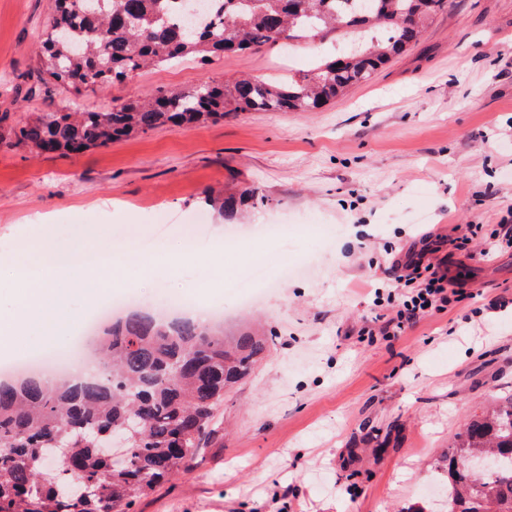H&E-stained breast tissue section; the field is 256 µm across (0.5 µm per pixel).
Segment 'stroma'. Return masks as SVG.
Wrapping results in <instances>:
<instances>
[{
  "label": "stroma",
  "instance_id": "stroma-1",
  "mask_svg": "<svg viewBox=\"0 0 512 512\" xmlns=\"http://www.w3.org/2000/svg\"><path fill=\"white\" fill-rule=\"evenodd\" d=\"M51 12L52 0H0V271L34 250L46 220L63 240L81 224L117 242L160 228L162 256L201 214L223 256L185 258L125 294L147 310L203 283L225 331L252 317L273 335L225 397L222 436L133 512H405L438 500L464 420L512 395V251L450 244L512 205V0H452L414 46L316 112L230 114L67 157L15 147L14 132L68 103L104 112L159 90L302 73L332 44L188 58L63 90L37 72ZM221 187L265 202L226 218L207 201ZM265 224L286 230L270 239ZM426 236L474 298L396 338L361 335L387 314L373 280ZM258 262L273 285L250 305L229 282Z\"/></svg>",
  "mask_w": 512,
  "mask_h": 512
}]
</instances>
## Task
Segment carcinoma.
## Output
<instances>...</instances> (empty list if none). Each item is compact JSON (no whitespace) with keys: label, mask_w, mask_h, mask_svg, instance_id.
<instances>
[{"label":"carcinoma","mask_w":512,"mask_h":512,"mask_svg":"<svg viewBox=\"0 0 512 512\" xmlns=\"http://www.w3.org/2000/svg\"><path fill=\"white\" fill-rule=\"evenodd\" d=\"M172 0H54L39 53L44 80L107 88L143 68L189 55L226 53L293 41L356 39L302 75L266 82L211 81L116 103L106 112L68 105L43 112L15 132L42 153L80 154L134 135L194 128L239 112H313L365 82L416 44L448 0H369L366 12L336 0H205L202 24L169 23ZM246 189L208 202L222 213L264 204ZM272 338L187 319L134 313L108 323L95 348L102 377H21L0 382V512H129L186 469L217 432L224 393L252 374ZM491 455L492 469L462 471L464 457ZM447 512H512V398L467 421L445 455Z\"/></svg>","instance_id":"carcinoma-1"}]
</instances>
